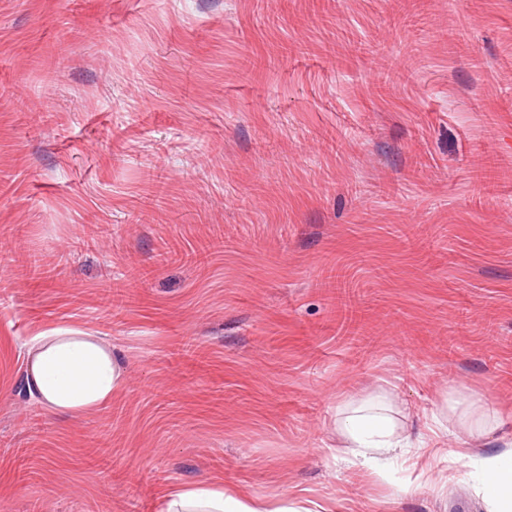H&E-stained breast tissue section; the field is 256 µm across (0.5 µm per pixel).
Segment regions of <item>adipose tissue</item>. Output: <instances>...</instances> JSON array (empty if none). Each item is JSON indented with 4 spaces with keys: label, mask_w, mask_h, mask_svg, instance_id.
Listing matches in <instances>:
<instances>
[{
    "label": "adipose tissue",
    "mask_w": 512,
    "mask_h": 512,
    "mask_svg": "<svg viewBox=\"0 0 512 512\" xmlns=\"http://www.w3.org/2000/svg\"><path fill=\"white\" fill-rule=\"evenodd\" d=\"M124 381V366L110 345L93 333L57 327L31 337L27 348L25 393L50 410L67 415L105 406ZM336 424L352 447L387 453L403 437L386 407L367 402L348 408ZM486 512H512V456L483 460ZM165 512H288L286 506L225 490L212 481L174 487Z\"/></svg>",
    "instance_id": "1"
}]
</instances>
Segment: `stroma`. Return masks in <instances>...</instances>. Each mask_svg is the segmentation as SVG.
I'll use <instances>...</instances> for the list:
<instances>
[{
  "label": "stroma",
  "mask_w": 512,
  "mask_h": 512,
  "mask_svg": "<svg viewBox=\"0 0 512 512\" xmlns=\"http://www.w3.org/2000/svg\"><path fill=\"white\" fill-rule=\"evenodd\" d=\"M213 238L204 265L156 262ZM57 325L121 355L106 407L24 393ZM373 397L412 439L447 424L438 450L361 466L336 414ZM485 404L486 454L512 451V0H0V512H162L206 480L485 512Z\"/></svg>",
  "instance_id": "35a3bbf8"
}]
</instances>
